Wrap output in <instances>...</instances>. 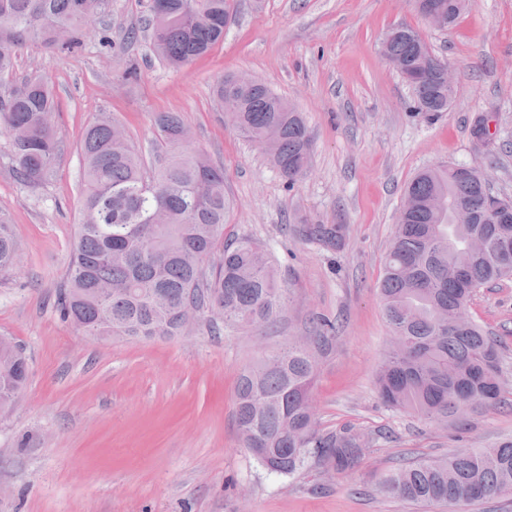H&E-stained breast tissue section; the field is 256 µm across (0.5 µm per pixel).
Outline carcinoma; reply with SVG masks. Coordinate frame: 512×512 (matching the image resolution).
<instances>
[{
  "mask_svg": "<svg viewBox=\"0 0 512 512\" xmlns=\"http://www.w3.org/2000/svg\"><path fill=\"white\" fill-rule=\"evenodd\" d=\"M112 0H0V78L12 73L15 38L50 52L78 47L77 34L111 11ZM234 0H160L148 4L153 52L180 67L224 39V14ZM392 39L418 111H448L453 92L443 61L421 35ZM219 104L238 111L236 129L263 148L290 184L309 165L312 137L300 113L266 86L230 76L216 87ZM57 105L39 75L16 80L0 96V135L9 138L22 183L50 180L61 151L51 121ZM164 156L153 169L123 126L103 112L83 134L81 220L65 280L60 317L94 336H179L193 314L212 329L270 326L286 300L269 252L249 239L224 240L232 203L224 171L201 152L182 150L183 123L174 113L155 121ZM406 217L396 225L379 283L391 335L376 384L382 402L430 424L460 420L467 411L506 404L497 340L476 323L455 325L477 289L512 278V221L485 207V191L456 164L415 175L404 192ZM0 211V272L13 270L18 244ZM344 224H300L298 236L331 250L344 246ZM336 324L321 319L312 342L326 344ZM317 375L311 346L295 340L247 368L236 390L244 448L269 471L294 475L314 459L336 472L356 465L367 441L350 428L323 434L308 401ZM27 380V360L13 343L0 345V402ZM389 497L454 506L512 495V437L396 468L379 479Z\"/></svg>",
  "mask_w": 512,
  "mask_h": 512,
  "instance_id": "1",
  "label": "carcinoma"
}]
</instances>
